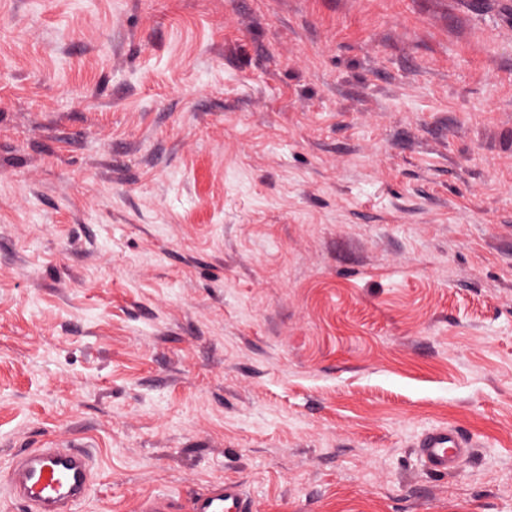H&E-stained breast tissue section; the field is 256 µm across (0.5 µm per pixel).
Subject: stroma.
I'll return each mask as SVG.
<instances>
[{
    "label": "stroma",
    "mask_w": 512,
    "mask_h": 512,
    "mask_svg": "<svg viewBox=\"0 0 512 512\" xmlns=\"http://www.w3.org/2000/svg\"><path fill=\"white\" fill-rule=\"evenodd\" d=\"M53 440L76 512H512L491 0H0V512ZM417 448L428 468L439 474L452 472L470 453L469 444L452 429L426 433L418 442ZM188 512H253L255 508L233 483L217 485L181 506ZM138 512H177L180 511L177 501L167 494L142 498L137 503Z\"/></svg>",
    "instance_id": "obj_1"
}]
</instances>
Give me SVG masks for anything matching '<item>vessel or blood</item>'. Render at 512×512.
Here are the masks:
<instances>
[{
    "label": "vessel or blood",
    "mask_w": 512,
    "mask_h": 512,
    "mask_svg": "<svg viewBox=\"0 0 512 512\" xmlns=\"http://www.w3.org/2000/svg\"><path fill=\"white\" fill-rule=\"evenodd\" d=\"M428 468L439 474L452 472L469 454L470 447L452 429L433 430L418 443ZM13 497L24 512H72L90 491V460L81 447L50 444L23 452L9 475ZM177 501L160 494L142 498L137 512H178ZM187 512H254V507L232 483L218 485L191 499Z\"/></svg>",
    "instance_id": "obj_1"
}]
</instances>
